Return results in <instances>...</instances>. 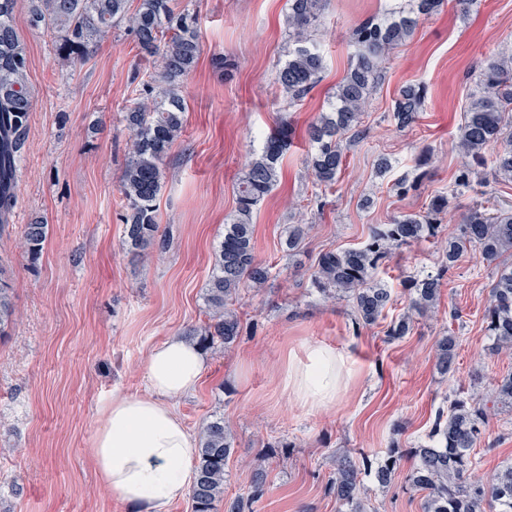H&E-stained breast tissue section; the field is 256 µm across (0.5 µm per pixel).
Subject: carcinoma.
Here are the masks:
<instances>
[{
  "instance_id": "cac0c4a2",
  "label": "carcinoma",
  "mask_w": 512,
  "mask_h": 512,
  "mask_svg": "<svg viewBox=\"0 0 512 512\" xmlns=\"http://www.w3.org/2000/svg\"><path fill=\"white\" fill-rule=\"evenodd\" d=\"M130 0H31L30 25L60 34L59 50L71 60L87 59L90 48L107 37L120 22L126 23L139 55L155 63L154 73L141 83L138 97L124 112L132 132L129 157L123 171L120 194L124 214V246L139 257L149 248L162 250L166 236L159 234L157 201L165 179V159L185 126L186 107L179 85L195 68L201 51L197 16L178 6L177 0H138L129 11ZM17 0H0V234L8 228L16 205V185L25 161L33 96L29 85V59L14 23ZM327 0H288V60L274 80L294 100L304 98L316 83L323 58L310 44V31L320 24ZM443 0H404L388 9V20H365L351 31L357 51L336 85L334 100L308 129L312 151L307 168L315 182L336 184L344 166L343 138L358 133L370 93L376 87L382 64L399 44L410 38L423 17L442 6ZM426 99L423 84L402 87L394 100L393 118L401 128L417 120ZM288 127L271 133L262 151L247 162L237 185L236 209L224 224V236L215 252V262L205 288L207 321L190 328L187 336L203 348L216 343L229 348L242 335L234 308L240 288L250 284L262 288L270 267L257 261L252 217L258 204L279 181L280 161L288 148ZM459 150L478 162L492 153L495 172L512 178V50L502 51L482 67L479 90L472 96L458 134ZM470 167L456 175L454 188L481 182ZM448 207V196L440 194L423 214H403L388 224L374 227L366 242L355 248L321 253L313 266L311 285L328 299L351 303L358 327L376 324L392 301V292L377 280L380 267L392 250L435 237L437 216ZM310 224L288 227L284 245L288 254L301 249ZM44 224H28L21 247L30 260L38 259L46 238ZM443 261L441 273L408 286L409 308L419 315L431 312L439 299L443 273L464 255L475 253L495 265L496 277L484 312L486 336L496 350L512 351V207L492 214L481 205L470 209L456 236L438 241ZM10 266L0 256V337L14 325ZM410 319L402 316L385 331L389 341L410 332ZM458 337L445 334L436 343V366L440 373L454 372ZM494 402L512 408V373L501 377L493 389ZM491 416V408L480 401L455 398L448 411L438 412L433 425V446L397 448L382 458L354 460L345 453L336 459L329 491L337 512H366L361 495L362 473L374 475L384 486L400 465L411 458L409 485L425 493L423 512H512V463L466 477L473 465L471 455ZM232 453L224 418L202 424L196 477L190 490L193 512H214L224 501V512H243V502L224 500V475Z\"/></svg>"
}]
</instances>
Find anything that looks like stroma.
I'll return each instance as SVG.
<instances>
[{
    "instance_id": "stroma-1",
    "label": "stroma",
    "mask_w": 512,
    "mask_h": 512,
    "mask_svg": "<svg viewBox=\"0 0 512 512\" xmlns=\"http://www.w3.org/2000/svg\"><path fill=\"white\" fill-rule=\"evenodd\" d=\"M195 11L201 53L180 93L186 127L165 162L158 200L165 250L133 257L123 246L119 181L131 133L124 112L152 72L130 36L116 29L87 61L73 63L57 49L56 34L32 29L29 0H17L15 25L29 58L33 96L26 160L17 204L0 236L11 267L16 323L0 338V512H130L101 487L87 451L112 396L145 394L151 349L205 319L203 294L236 207V186L267 136L288 124L292 142L274 190L253 213L255 254L270 264L265 288L243 289L236 309L247 328L230 349L205 350L197 389L176 399L192 432L223 417L233 448L224 495L247 496L255 464L265 470V493L244 512H336L328 492L334 457H383L387 448L430 442L438 410L455 396L486 398L494 381L512 373V353L493 350L483 314L493 269L469 254L444 274L438 307L415 318L404 338L386 341L381 326L352 327L347 302L325 300L310 285L322 251L360 246L371 228L403 212H418L452 186L471 157L457 147L463 112L481 67L512 45V0H476L461 11L444 0L437 14L388 55L358 136L344 140L346 164L329 189L308 175V124L325 111L355 48L351 30L383 16L390 0H328L312 33L324 62L315 88L289 99L274 75L288 59V0H180ZM234 60L232 70L218 61ZM418 81L427 98L417 121L398 127L394 99ZM431 157L425 168L415 160ZM391 163L378 173L380 157ZM418 181L400 195L394 183ZM482 190L458 189L439 217L441 238L453 236L481 197L512 206V181L486 172ZM47 237L36 262L14 244L27 224ZM291 224L313 230L300 255L280 248ZM440 253L421 241L394 249L380 272L407 309L404 284L438 272ZM459 338L456 371L441 375L435 343L444 331ZM319 343L348 354L355 376L335 408L309 411L284 390L289 350ZM512 461V410L500 408L477 445L475 470ZM401 464L388 487L364 476L371 508L422 512L421 493L406 483Z\"/></svg>"
}]
</instances>
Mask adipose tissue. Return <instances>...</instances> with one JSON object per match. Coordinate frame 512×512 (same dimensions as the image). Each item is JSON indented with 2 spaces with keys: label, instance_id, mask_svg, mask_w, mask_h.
Wrapping results in <instances>:
<instances>
[{
  "label": "adipose tissue",
  "instance_id": "obj_1",
  "mask_svg": "<svg viewBox=\"0 0 512 512\" xmlns=\"http://www.w3.org/2000/svg\"><path fill=\"white\" fill-rule=\"evenodd\" d=\"M205 357L192 342L173 336L147 359V394L116 395L104 405L88 452L99 481L131 512H169L195 480L197 439L172 402L196 388ZM348 358L335 348L312 344L291 354L283 384L301 407H334L352 379Z\"/></svg>",
  "mask_w": 512,
  "mask_h": 512
}]
</instances>
